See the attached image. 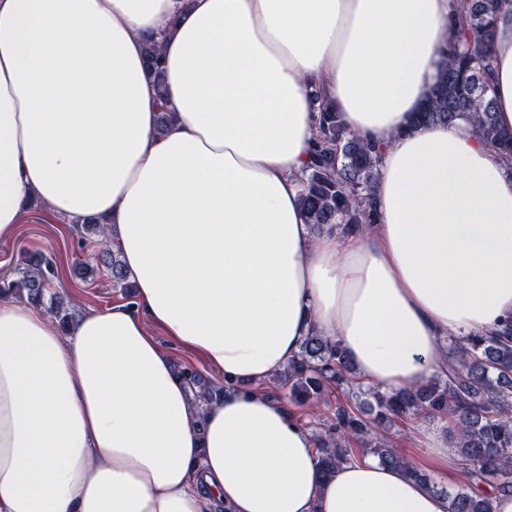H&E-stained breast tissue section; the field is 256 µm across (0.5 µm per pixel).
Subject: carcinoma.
I'll return each instance as SVG.
<instances>
[{
	"label": "carcinoma",
	"instance_id": "carcinoma-1",
	"mask_svg": "<svg viewBox=\"0 0 512 512\" xmlns=\"http://www.w3.org/2000/svg\"><path fill=\"white\" fill-rule=\"evenodd\" d=\"M503 0H466L459 27L448 49V62L434 86L423 124H451L466 116L480 137L504 156L512 155V133L499 127L487 76L491 69L494 17ZM145 64L156 79L160 101L166 99L161 73V46L149 43ZM317 145L302 179V205L315 233L351 231L375 222L371 195L378 178L379 149L348 131L336 108H319ZM102 267L112 287L131 292L128 274L118 253L102 242L85 262L82 273ZM53 258L28 252L16 277L0 279V297H14L45 306L61 328L74 320L68 304L49 292L56 276ZM179 373L200 404L219 396L224 385L206 380L195 370ZM288 389V400L314 406L338 392L347 396L336 404L332 416L314 426L318 464L326 474L352 460L356 451L371 454L384 464L406 466L410 474L436 490L433 481L391 448L386 433L398 419L455 422L454 448L469 465L466 485L440 490L448 498V512H492L491 500L475 492L487 485L512 491V328L499 336H464L449 344L448 374L436 376L416 390L382 391L363 386L345 350L326 336L305 337L300 352L274 376Z\"/></svg>",
	"mask_w": 512,
	"mask_h": 512
}]
</instances>
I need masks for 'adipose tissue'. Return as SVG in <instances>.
Wrapping results in <instances>:
<instances>
[{
    "instance_id": "ef3b65f1",
    "label": "adipose tissue",
    "mask_w": 512,
    "mask_h": 512,
    "mask_svg": "<svg viewBox=\"0 0 512 512\" xmlns=\"http://www.w3.org/2000/svg\"><path fill=\"white\" fill-rule=\"evenodd\" d=\"M454 0H0V239L31 201L106 220L135 287L61 330L0 300V512H448L365 455L326 477L261 384L318 333L414 389L512 320V162L417 124ZM160 39L166 101L144 48ZM491 96L512 131V0ZM381 149L377 221L315 235L319 101ZM172 119L161 125V111ZM163 332L223 373L196 406Z\"/></svg>"
}]
</instances>
